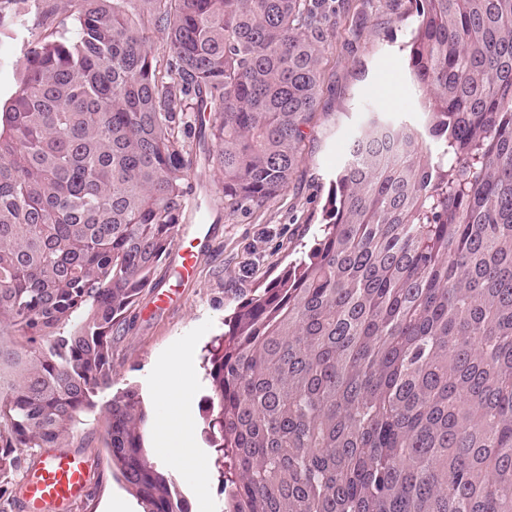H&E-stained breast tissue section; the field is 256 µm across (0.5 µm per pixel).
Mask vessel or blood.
<instances>
[{"mask_svg":"<svg viewBox=\"0 0 512 512\" xmlns=\"http://www.w3.org/2000/svg\"><path fill=\"white\" fill-rule=\"evenodd\" d=\"M175 245L174 274L179 281L193 280L196 272L195 250L184 248L182 242L190 238L198 247L209 240L208 227L189 224L183 227ZM92 479V465L82 454L53 449L39 457L28 470L19 497L21 512H63L73 500L79 498Z\"/></svg>","mask_w":512,"mask_h":512,"instance_id":"vessel-or-blood-1","label":"vessel or blood"}]
</instances>
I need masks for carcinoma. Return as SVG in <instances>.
Listing matches in <instances>:
<instances>
[{"label": "carcinoma", "mask_w": 512, "mask_h": 512, "mask_svg": "<svg viewBox=\"0 0 512 512\" xmlns=\"http://www.w3.org/2000/svg\"><path fill=\"white\" fill-rule=\"evenodd\" d=\"M59 2L73 34L0 108V512L96 411L143 512H188L139 389L94 397L176 243L193 128L229 214L287 187L330 0ZM419 4L422 116L372 113L313 245L208 350L225 512H512V0Z\"/></svg>", "instance_id": "cac0c4a2"}]
</instances>
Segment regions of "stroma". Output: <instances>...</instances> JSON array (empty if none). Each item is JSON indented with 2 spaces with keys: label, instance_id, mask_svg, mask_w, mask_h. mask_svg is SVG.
<instances>
[{
  "label": "stroma",
  "instance_id": "1",
  "mask_svg": "<svg viewBox=\"0 0 512 512\" xmlns=\"http://www.w3.org/2000/svg\"><path fill=\"white\" fill-rule=\"evenodd\" d=\"M58 0H5L0 6V103H8L24 73L26 54L54 32L62 18ZM415 0H349L333 16L335 36L322 54L319 107L305 130L302 157L283 194L247 212L227 214L221 176L198 163L189 180L203 213L186 209L187 224L211 226L192 281L172 289L169 306L146 289L124 331L112 341V385L98 401L138 386L149 419L144 446L158 468L173 474L190 512H222L224 488L213 467L205 433L211 386L204 357L222 335L224 319L287 269L312 245L326 219L336 173L368 110L396 120L418 117L423 95L410 79L404 45L415 20ZM184 430L186 472H176L159 444L162 428ZM102 414L90 415L69 450L89 457L95 476L73 512H142L138 498L113 475L107 460Z\"/></svg>",
  "mask_w": 512,
  "mask_h": 512
}]
</instances>
